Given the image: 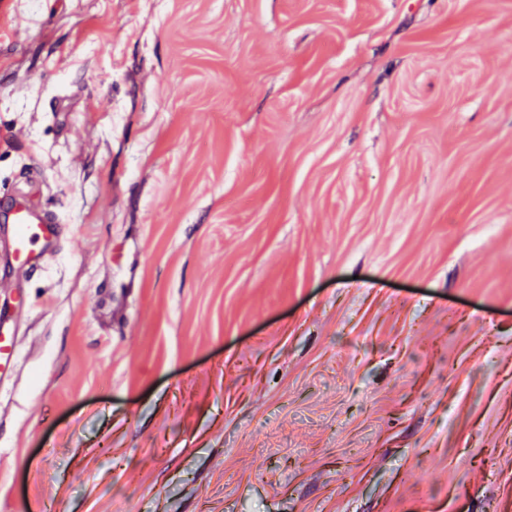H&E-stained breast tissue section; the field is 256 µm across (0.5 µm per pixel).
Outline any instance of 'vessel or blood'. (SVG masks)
Returning <instances> with one entry per match:
<instances>
[{
    "label": "vessel or blood",
    "instance_id": "obj_1",
    "mask_svg": "<svg viewBox=\"0 0 512 512\" xmlns=\"http://www.w3.org/2000/svg\"><path fill=\"white\" fill-rule=\"evenodd\" d=\"M0 220L10 226L9 252L17 280L31 274L50 275L61 241L71 239L75 226L64 210L43 209L34 196L22 190L0 196ZM27 358L16 331L0 332V391L4 374Z\"/></svg>",
    "mask_w": 512,
    "mask_h": 512
}]
</instances>
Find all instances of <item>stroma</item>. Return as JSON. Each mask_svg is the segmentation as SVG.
Returning a JSON list of instances; mask_svg holds the SVG:
<instances>
[{"instance_id": "stroma-1", "label": "stroma", "mask_w": 512, "mask_h": 512, "mask_svg": "<svg viewBox=\"0 0 512 512\" xmlns=\"http://www.w3.org/2000/svg\"><path fill=\"white\" fill-rule=\"evenodd\" d=\"M26 3L0 512H512V0ZM3 222L10 224L9 252L16 280L0 283L8 291L31 274L49 276L62 240L75 235L72 219L64 210L47 211L28 192L15 189L0 198ZM28 357L22 345V339L18 338L17 329L7 330L5 334L0 331V391L4 392L5 380L3 376L9 374L20 363H23Z\"/></svg>"}]
</instances>
